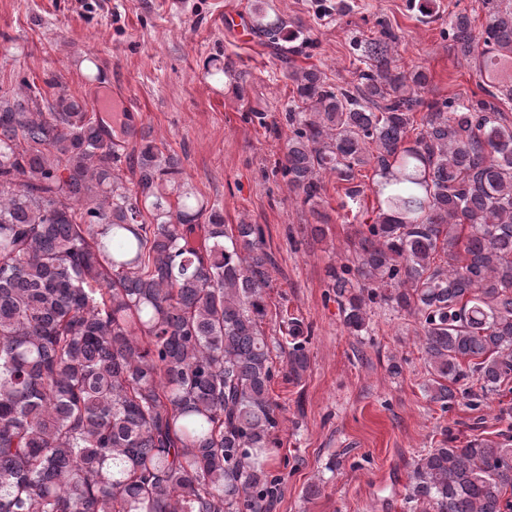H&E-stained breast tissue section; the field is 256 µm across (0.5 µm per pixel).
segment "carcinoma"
I'll use <instances>...</instances> for the list:
<instances>
[{
    "label": "carcinoma",
    "mask_w": 512,
    "mask_h": 512,
    "mask_svg": "<svg viewBox=\"0 0 512 512\" xmlns=\"http://www.w3.org/2000/svg\"><path fill=\"white\" fill-rule=\"evenodd\" d=\"M484 6L479 36L468 14L448 17L484 97L425 98L427 75L394 64L383 25L351 87L288 72L297 102L275 169L314 213L322 174L352 199L356 168L384 178L357 262L327 276L355 335L372 304L418 319L444 411L460 393L478 408L512 379V7ZM251 29L280 52L308 43L260 6ZM45 84L50 97L27 76L0 86V512H270L280 406L262 226L228 227L184 188L179 156L147 134L120 153L61 77ZM283 324L298 379L309 335L297 317ZM510 490L512 448L474 439L421 457L406 500L512 512Z\"/></svg>",
    "instance_id": "obj_1"
}]
</instances>
